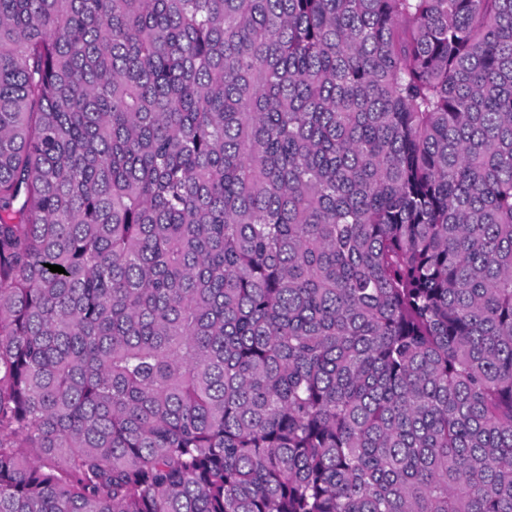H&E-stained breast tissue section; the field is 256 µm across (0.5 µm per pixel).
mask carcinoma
<instances>
[{
    "label": "carcinoma",
    "instance_id": "carcinoma-1",
    "mask_svg": "<svg viewBox=\"0 0 512 512\" xmlns=\"http://www.w3.org/2000/svg\"><path fill=\"white\" fill-rule=\"evenodd\" d=\"M0 512H512V0H0Z\"/></svg>",
    "mask_w": 512,
    "mask_h": 512
}]
</instances>
